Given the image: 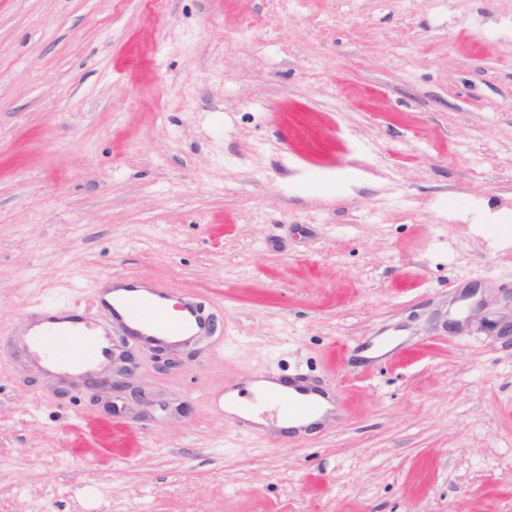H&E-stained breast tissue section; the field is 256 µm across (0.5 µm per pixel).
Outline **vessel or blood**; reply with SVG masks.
<instances>
[{
	"instance_id": "vessel-or-blood-1",
	"label": "vessel or blood",
	"mask_w": 512,
	"mask_h": 512,
	"mask_svg": "<svg viewBox=\"0 0 512 512\" xmlns=\"http://www.w3.org/2000/svg\"><path fill=\"white\" fill-rule=\"evenodd\" d=\"M108 298L98 299L112 323L123 326L127 336L143 347L157 343L181 344L211 335L214 322L198 303L176 296L163 285L137 275H113ZM83 334L84 344L71 342L73 334ZM31 351L51 356L61 369L92 368L112 347L111 333L97 320L81 311L60 315L53 303L39 305L34 318L19 331Z\"/></svg>"
}]
</instances>
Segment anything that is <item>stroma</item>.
Masks as SVG:
<instances>
[{
    "instance_id": "stroma-1",
    "label": "stroma",
    "mask_w": 512,
    "mask_h": 512,
    "mask_svg": "<svg viewBox=\"0 0 512 512\" xmlns=\"http://www.w3.org/2000/svg\"><path fill=\"white\" fill-rule=\"evenodd\" d=\"M512 0H0V512H512V343L449 318L512 291ZM115 273L215 314L145 419L9 341ZM92 306V304H91ZM96 320L105 315L93 307ZM348 406L243 427L225 392ZM109 450L76 445L80 417ZM246 391L255 395L263 396L267 392H278L285 396H288V394H290L292 397H296L298 395V392H296L293 387H289L278 382L276 378L269 379L264 376H260L254 380L249 381L246 384ZM317 398L323 406V409L320 412L303 418H292L284 414L279 415V427L282 430L298 429L299 431H301L302 427L307 428L321 421L322 417L325 415L326 410L330 409L331 405L329 404L325 397L318 396Z\"/></svg>"
}]
</instances>
